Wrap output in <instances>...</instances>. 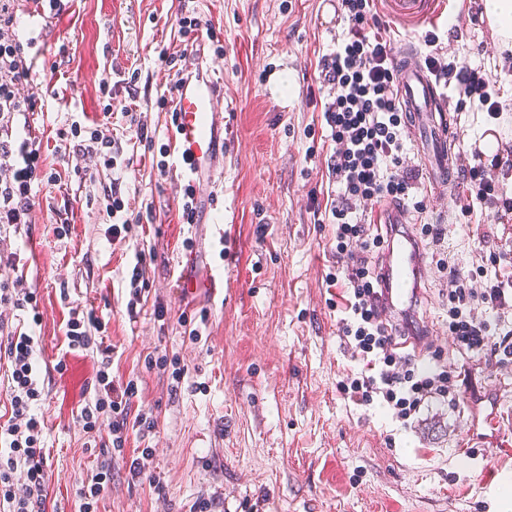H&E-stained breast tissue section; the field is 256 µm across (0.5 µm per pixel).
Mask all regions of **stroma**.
Instances as JSON below:
<instances>
[{
    "label": "stroma",
    "mask_w": 512,
    "mask_h": 512,
    "mask_svg": "<svg viewBox=\"0 0 512 512\" xmlns=\"http://www.w3.org/2000/svg\"><path fill=\"white\" fill-rule=\"evenodd\" d=\"M62 2L38 39L17 9L37 81L18 94L36 96L29 119L45 168L32 185L30 223L0 230V284L37 300L33 310L0 303V323L38 338L41 512H83L80 490L101 472L96 512H512V361L461 355L446 324L450 271L477 290L489 275H512L503 225L431 198L412 214L446 230L440 243L422 242L430 268L415 311L432 334L418 356L467 367L458 403L428 400L405 424L381 402L361 405L341 390L363 363L338 332L347 286L326 281L336 269V144L323 118L331 90L321 61L347 23L325 13L324 0ZM466 11L465 0H440L430 20L407 25L379 0L367 30L396 47L412 39L420 53L432 32L448 56L475 64L500 36ZM185 20L198 29L183 33ZM200 38L234 141L209 196L210 223L186 224L183 183L156 167L172 149L171 112L159 101L193 65ZM105 77L108 97L99 91ZM75 120L111 137L113 166L67 156ZM115 198L123 207L113 214ZM123 223L126 237L108 240L109 225ZM480 251L486 273L475 277ZM192 253L196 277L229 279L223 295L183 301L182 258ZM12 254L18 266L6 264ZM74 308L104 322L109 366L97 348H69ZM102 368L115 386L136 388L129 414L152 424L128 428L118 448L109 414L92 431L80 419ZM489 392L501 396L497 431L506 438L494 455L468 438ZM138 458L158 486L131 478Z\"/></svg>",
    "instance_id": "35a3bbf8"
}]
</instances>
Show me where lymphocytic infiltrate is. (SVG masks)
I'll return each instance as SVG.
<instances>
[{"mask_svg":"<svg viewBox=\"0 0 512 512\" xmlns=\"http://www.w3.org/2000/svg\"><path fill=\"white\" fill-rule=\"evenodd\" d=\"M341 17L349 23L348 36L335 51L326 55L322 73L333 89L323 117L336 143L331 172L336 183V199L331 212L336 224V271L330 282L345 279L350 287L345 318L339 328L343 337L353 340L365 369L348 377L345 392L363 405L382 398L399 421H408L432 396L457 395L459 371L429 369L400 351L398 329L383 320L381 294L377 288L380 265L371 263L367 249L380 247L381 237L373 225L355 219L358 202L410 198L415 187L411 174L389 173L403 151L399 128L404 119L394 83L393 50L381 33L367 34L365 27L374 0H340ZM428 48L423 62L444 89L448 109L462 115L465 104L498 116L502 107L496 100L501 79L497 66H472L448 59L436 49L435 34H427ZM30 75L23 46L13 30L11 0H0V224L27 223L33 207L31 183L41 175L40 151L27 138H13V122L28 112V99L15 89ZM460 178L468 189L462 211L474 206L490 208L496 223H512V196L507 195L498 173L474 165ZM362 252H355L354 244ZM512 288V277L495 280L482 293L468 288L466 278L453 276L448 285V330L461 352L512 357V334L500 332L490 313L504 308L505 293ZM482 305L484 315L474 312ZM37 339L26 333L7 332L0 337V361L11 367V417L0 427V505L7 512H39L43 502L46 475L44 451L40 446L42 425L32 407L41 398L35 378ZM97 382L103 397L94 406L84 407L80 418L86 429H95V409L109 408L110 431L122 438L128 423L126 401L133 386L117 390L106 371H99ZM23 471V483L13 475Z\"/></svg>","mask_w":512,"mask_h":512,"instance_id":"f902f5d3","label":"lymphocytic infiltrate"}]
</instances>
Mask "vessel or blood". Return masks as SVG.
Here are the masks:
<instances>
[{"mask_svg":"<svg viewBox=\"0 0 512 512\" xmlns=\"http://www.w3.org/2000/svg\"><path fill=\"white\" fill-rule=\"evenodd\" d=\"M438 0H386L387 11L404 23H418L435 9ZM196 65L182 74L176 86L172 108L177 116L172 130L176 166L182 181L191 187L214 185L224 168V155L234 139L233 129L224 120V92L204 57L203 42L193 46ZM395 80L399 105L407 114L410 139L420 148L425 161L429 188L446 196L462 164L453 144L454 127L439 87L420 59L408 48L395 56ZM512 143L498 126H488L466 143L469 158L491 168L504 159L503 150ZM376 223L386 225L380 286L385 299V319L411 316L415 297L427 274V257L404 204L382 201ZM223 280L213 277L187 281L183 299L201 292L223 291Z\"/></svg>","mask_w":512,"mask_h":512,"instance_id":"1","label":"vessel or blood"}]
</instances>
